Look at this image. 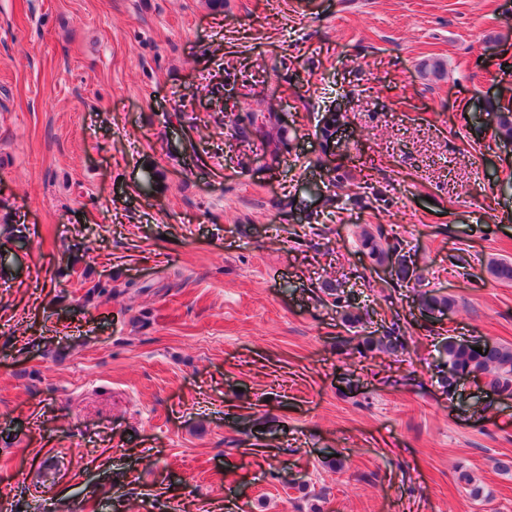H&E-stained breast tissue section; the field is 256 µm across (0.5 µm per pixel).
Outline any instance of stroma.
Wrapping results in <instances>:
<instances>
[{"mask_svg":"<svg viewBox=\"0 0 512 512\" xmlns=\"http://www.w3.org/2000/svg\"><path fill=\"white\" fill-rule=\"evenodd\" d=\"M489 97L512 100V0H0V216L27 242L0 237V512H512V399L435 377L442 337L512 344ZM272 101L275 166L226 127ZM333 282L406 351L338 352ZM419 290L454 299L440 325ZM359 246L375 262L389 261L396 266L397 284L420 281V268L405 254H400L398 243L391 242L381 225L364 227L359 235Z\"/></svg>","mask_w":512,"mask_h":512,"instance_id":"35a3bbf8","label":"stroma"}]
</instances>
